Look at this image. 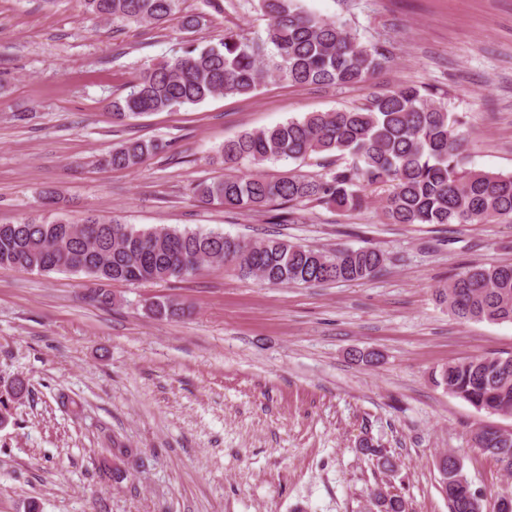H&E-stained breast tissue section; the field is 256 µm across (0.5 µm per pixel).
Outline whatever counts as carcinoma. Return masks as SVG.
Returning a JSON list of instances; mask_svg holds the SVG:
<instances>
[{"label":"carcinoma","mask_w":512,"mask_h":512,"mask_svg":"<svg viewBox=\"0 0 512 512\" xmlns=\"http://www.w3.org/2000/svg\"><path fill=\"white\" fill-rule=\"evenodd\" d=\"M103 20L161 24L179 0H85ZM268 17L264 33L249 37L227 28L215 45L190 43L180 55L144 68L125 95L110 103L112 120L123 123L152 112L199 105L218 95L251 96L269 78L297 87H350L367 82L389 60L383 43L365 44L345 22L306 10L302 0H258ZM465 117L448 109L433 86L398 85L347 109L311 112L224 142L219 158L228 169L221 180L191 184L202 203L260 212L272 204L288 209L276 224L295 222L293 207L308 202L354 212L379 198L387 224L512 223V173L469 167ZM161 140H126L99 160L102 166L135 170L167 151ZM330 158L315 176L286 173L271 179L267 163ZM384 254L374 248L336 252L285 239L246 241L213 230L172 227L136 229L89 213L75 224L26 217L0 224V269L84 274L93 281L86 299L110 307L113 283L184 280L202 267L232 269L244 279L279 286L327 284L369 279L383 269ZM436 300L461 321L512 323V264L472 265L436 290ZM157 318L185 314L171 298L146 306ZM434 383L478 409L512 417V355L476 356L452 362L432 374ZM473 442L512 475V433L484 426ZM442 492L458 512L462 487L453 467L443 468ZM379 512H407L405 500L374 493Z\"/></svg>","instance_id":"obj_1"}]
</instances>
